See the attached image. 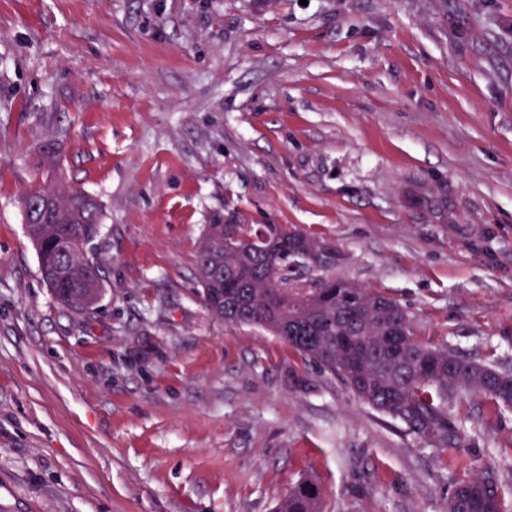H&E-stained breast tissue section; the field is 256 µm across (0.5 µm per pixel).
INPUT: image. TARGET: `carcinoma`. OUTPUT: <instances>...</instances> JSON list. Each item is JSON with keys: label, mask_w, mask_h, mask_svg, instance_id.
I'll return each mask as SVG.
<instances>
[{"label": "carcinoma", "mask_w": 512, "mask_h": 512, "mask_svg": "<svg viewBox=\"0 0 512 512\" xmlns=\"http://www.w3.org/2000/svg\"><path fill=\"white\" fill-rule=\"evenodd\" d=\"M40 273L62 266L66 279H43L55 300L78 306L76 292L97 288L102 262L90 251L102 208L92 195L56 184L22 199ZM83 239L70 256L63 242ZM341 260L336 245L282 224H207L196 266L205 307L226 323L259 326L338 378L372 410L402 422L445 458L462 444L456 397L480 395L512 409V372L418 341L410 316L395 299L330 275ZM276 512H322L310 480L297 483ZM444 512H512V483L493 473L451 480Z\"/></svg>", "instance_id": "1"}]
</instances>
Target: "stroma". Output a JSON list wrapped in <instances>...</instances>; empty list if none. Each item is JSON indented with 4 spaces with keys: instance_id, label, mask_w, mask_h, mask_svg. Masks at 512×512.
<instances>
[{
    "instance_id": "obj_1",
    "label": "stroma",
    "mask_w": 512,
    "mask_h": 512,
    "mask_svg": "<svg viewBox=\"0 0 512 512\" xmlns=\"http://www.w3.org/2000/svg\"><path fill=\"white\" fill-rule=\"evenodd\" d=\"M59 181L102 204L89 316L26 234ZM220 218L334 243L417 340L512 371V0H0V512H273L304 477L324 512H440L451 477L512 482V410L461 395L448 462L214 319Z\"/></svg>"
}]
</instances>
